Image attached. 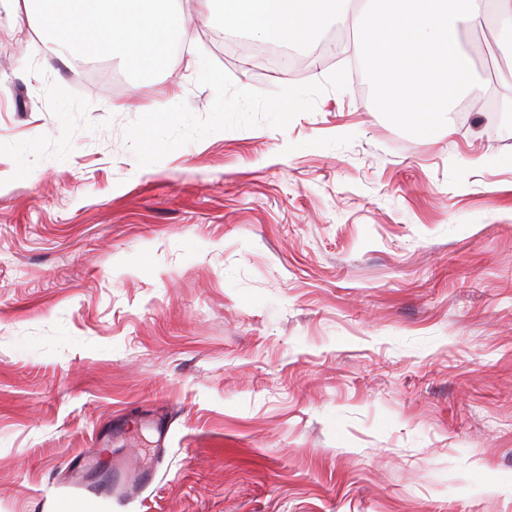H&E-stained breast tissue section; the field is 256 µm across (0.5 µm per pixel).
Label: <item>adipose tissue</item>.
Listing matches in <instances>:
<instances>
[{"instance_id": "adipose-tissue-1", "label": "adipose tissue", "mask_w": 512, "mask_h": 512, "mask_svg": "<svg viewBox=\"0 0 512 512\" xmlns=\"http://www.w3.org/2000/svg\"><path fill=\"white\" fill-rule=\"evenodd\" d=\"M15 16L49 15L51 40L61 55L122 56L149 72L169 59L184 14L165 0H11ZM347 9L346 0H198L200 15L228 31L276 43L312 42Z\"/></svg>"}]
</instances>
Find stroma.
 <instances>
[{"instance_id": "obj_1", "label": "stroma", "mask_w": 512, "mask_h": 512, "mask_svg": "<svg viewBox=\"0 0 512 512\" xmlns=\"http://www.w3.org/2000/svg\"><path fill=\"white\" fill-rule=\"evenodd\" d=\"M174 6L143 88L0 0V512H512L495 25L493 103L412 136L344 51L273 70ZM208 70L288 112L226 122ZM116 459L151 479L111 500Z\"/></svg>"}]
</instances>
